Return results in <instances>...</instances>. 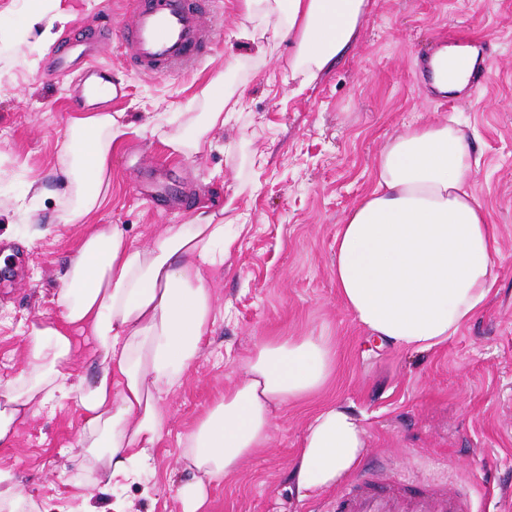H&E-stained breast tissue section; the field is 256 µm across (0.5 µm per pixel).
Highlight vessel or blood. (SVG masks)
Here are the masks:
<instances>
[{"label":"vessel or blood","mask_w":512,"mask_h":512,"mask_svg":"<svg viewBox=\"0 0 512 512\" xmlns=\"http://www.w3.org/2000/svg\"><path fill=\"white\" fill-rule=\"evenodd\" d=\"M213 0H157L133 10L125 36L124 58L138 70L163 72L202 57L210 39L202 24ZM334 512H472L466 496L435 484L412 485L405 474L379 469L344 484Z\"/></svg>","instance_id":"vessel-or-blood-1"}]
</instances>
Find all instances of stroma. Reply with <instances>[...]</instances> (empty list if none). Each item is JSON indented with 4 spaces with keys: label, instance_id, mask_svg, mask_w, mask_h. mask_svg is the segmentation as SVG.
I'll return each mask as SVG.
<instances>
[{
    "label": "stroma",
    "instance_id": "stroma-1",
    "mask_svg": "<svg viewBox=\"0 0 512 512\" xmlns=\"http://www.w3.org/2000/svg\"><path fill=\"white\" fill-rule=\"evenodd\" d=\"M72 19L59 40L96 43L113 80L127 135L112 153V188L92 222L118 224L136 244L200 210L222 213L241 231L211 279L219 311L189 378L164 401L169 422L155 455L158 492L127 496L137 512H182L174 488L181 439L243 376L265 336L325 332L336 371L316 396L278 410L272 441L213 490L211 512H321L327 497L300 501L288 474L312 414L329 401L365 414L362 466L400 467L411 480L436 478L447 460L455 488L478 512H512V0H371L356 43L308 86L293 80L287 43L264 57L238 40L239 0H215L205 23L213 49L187 69L146 74L123 63L130 12L122 0H65ZM25 0H0L11 29L23 30ZM112 38L100 44L99 31ZM465 31L484 63L481 82L459 95L436 91L423 69L441 36ZM0 43V199H23L41 236L17 216H0V380L17 376L25 332L40 316L58 317V276L83 224L59 219L61 144L88 107L76 86L47 69L53 46L37 32ZM240 100L225 115L211 151L185 156L169 142L182 112H205L216 81ZM461 122L478 159L474 190L497 230V282L486 308L448 342L421 355L377 348L343 306L332 276L335 237L347 212L373 186L385 142L416 125ZM37 197H24L29 180ZM79 427L72 409L41 412L9 447L0 469L14 473L41 512L89 502L106 512L108 490L69 460Z\"/></svg>",
    "mask_w": 512,
    "mask_h": 512
}]
</instances>
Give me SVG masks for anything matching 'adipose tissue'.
Masks as SVG:
<instances>
[{"mask_svg": "<svg viewBox=\"0 0 512 512\" xmlns=\"http://www.w3.org/2000/svg\"><path fill=\"white\" fill-rule=\"evenodd\" d=\"M248 24L240 39L263 50L266 34L286 40L293 77L314 81L356 41L370 0H241ZM26 31L52 40L71 19L62 0H27ZM482 57L451 46L435 57L433 85L462 91ZM232 95L216 89L208 112H187L177 149L189 156L214 146ZM123 115L74 119L61 153L68 188L60 219L89 224L111 188L112 147ZM373 188L348 211L336 233L332 274L353 318L380 344L426 352L471 322L496 283L494 225L473 189L475 162L466 132L437 124L392 136L376 159ZM63 273L59 316L31 322L24 366L0 382V445L12 444L39 409L72 408L79 417L72 458L112 490V512H135L128 483L152 496L155 450L164 438L163 400L188 377L217 320L213 269L236 237L203 211L168 224L146 245L117 224L89 225ZM92 337L100 361L92 375L74 364V333ZM336 367L330 337H264L244 363L243 378L188 432L181 458L191 482L177 490L182 512H209L212 486L237 473L271 442L276 409L323 390ZM366 429L353 406L330 402L309 421L288 475L297 499L336 487L359 464Z\"/></svg>", "mask_w": 512, "mask_h": 512, "instance_id": "1", "label": "adipose tissue"}]
</instances>
